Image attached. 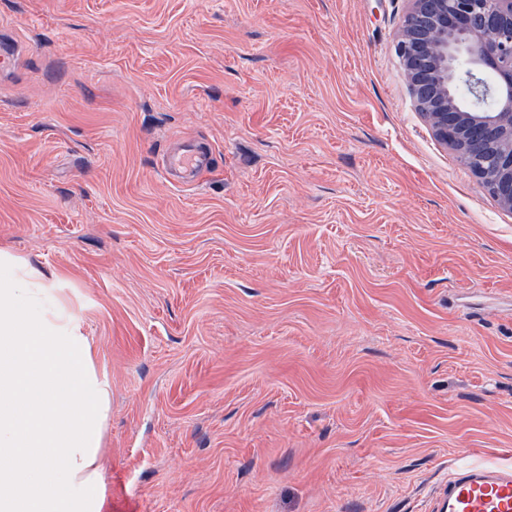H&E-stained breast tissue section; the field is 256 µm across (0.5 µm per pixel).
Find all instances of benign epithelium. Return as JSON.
<instances>
[{"instance_id":"benign-epithelium-1","label":"benign epithelium","mask_w":512,"mask_h":512,"mask_svg":"<svg viewBox=\"0 0 512 512\" xmlns=\"http://www.w3.org/2000/svg\"><path fill=\"white\" fill-rule=\"evenodd\" d=\"M395 50L415 110L512 213V0H409Z\"/></svg>"}]
</instances>
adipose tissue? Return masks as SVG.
Here are the masks:
<instances>
[{
	"label": "adipose tissue",
	"instance_id": "1",
	"mask_svg": "<svg viewBox=\"0 0 512 512\" xmlns=\"http://www.w3.org/2000/svg\"><path fill=\"white\" fill-rule=\"evenodd\" d=\"M109 397L59 278L0 249V512H106Z\"/></svg>",
	"mask_w": 512,
	"mask_h": 512
}]
</instances>
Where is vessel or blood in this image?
I'll list each match as a JSON object with an SVG mask.
<instances>
[{
    "instance_id": "1",
    "label": "vessel or blood",
    "mask_w": 512,
    "mask_h": 512,
    "mask_svg": "<svg viewBox=\"0 0 512 512\" xmlns=\"http://www.w3.org/2000/svg\"><path fill=\"white\" fill-rule=\"evenodd\" d=\"M166 173L190 179L208 170L205 153L187 149L164 156ZM436 512H512V466L498 461L464 463L439 491Z\"/></svg>"
}]
</instances>
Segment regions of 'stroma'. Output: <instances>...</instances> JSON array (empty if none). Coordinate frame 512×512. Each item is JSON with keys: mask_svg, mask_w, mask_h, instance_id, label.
Instances as JSON below:
<instances>
[{"mask_svg": "<svg viewBox=\"0 0 512 512\" xmlns=\"http://www.w3.org/2000/svg\"><path fill=\"white\" fill-rule=\"evenodd\" d=\"M407 7L0 0V248L82 309L110 512H432L512 458V214L416 112ZM162 166L167 174H178L183 179H196L210 166V160L205 153L194 149H186L173 155H164Z\"/></svg>", "mask_w": 512, "mask_h": 512, "instance_id": "obj_1", "label": "stroma"}]
</instances>
